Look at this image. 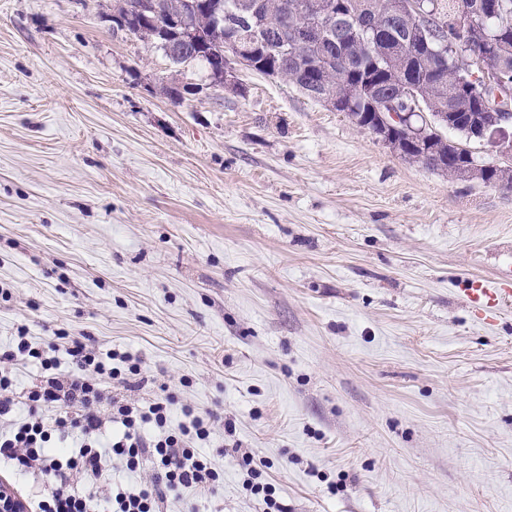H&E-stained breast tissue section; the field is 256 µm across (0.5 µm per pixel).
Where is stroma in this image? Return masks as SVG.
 I'll use <instances>...</instances> for the list:
<instances>
[{
	"label": "stroma",
	"instance_id": "35a3bbf8",
	"mask_svg": "<svg viewBox=\"0 0 512 512\" xmlns=\"http://www.w3.org/2000/svg\"><path fill=\"white\" fill-rule=\"evenodd\" d=\"M120 3L0 0V347L86 336L142 360L119 397L220 413L200 512H266L242 451L288 512H512V308L462 291L512 270V190L211 85Z\"/></svg>",
	"mask_w": 512,
	"mask_h": 512
}]
</instances>
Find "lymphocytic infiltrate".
Instances as JSON below:
<instances>
[{"label":"lymphocytic infiltrate","mask_w":512,"mask_h":512,"mask_svg":"<svg viewBox=\"0 0 512 512\" xmlns=\"http://www.w3.org/2000/svg\"><path fill=\"white\" fill-rule=\"evenodd\" d=\"M62 352L70 362L64 374ZM30 363L42 374L17 389L16 372ZM140 373V360L120 350L103 355L77 337L63 347L37 343L23 326L0 350V461L42 477L37 512H162L170 495L219 486L206 447L220 416L179 404L172 394L145 409L109 394L107 381L126 385ZM176 411L183 420L173 429ZM116 459L135 482L108 483Z\"/></svg>","instance_id":"lymphocytic-infiltrate-1"}]
</instances>
